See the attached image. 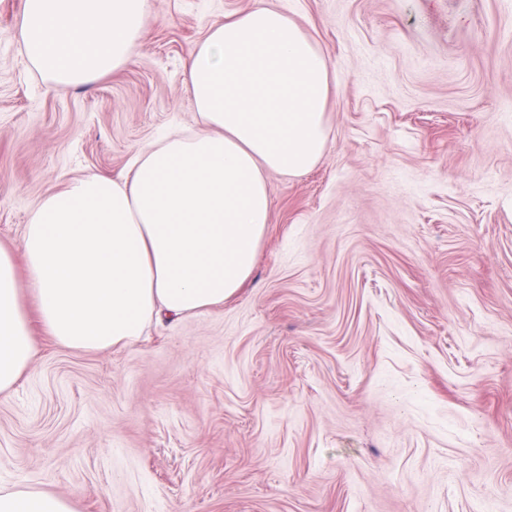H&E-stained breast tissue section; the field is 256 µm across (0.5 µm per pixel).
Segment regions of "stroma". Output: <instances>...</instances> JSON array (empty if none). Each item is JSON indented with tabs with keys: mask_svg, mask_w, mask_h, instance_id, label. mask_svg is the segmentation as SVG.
I'll return each mask as SVG.
<instances>
[{
	"mask_svg": "<svg viewBox=\"0 0 512 512\" xmlns=\"http://www.w3.org/2000/svg\"><path fill=\"white\" fill-rule=\"evenodd\" d=\"M335 92L223 307L101 352L40 337L0 487L76 512H512V0H270ZM252 0H148L131 63L57 90L0 0V245L88 172L192 130L191 48Z\"/></svg>",
	"mask_w": 512,
	"mask_h": 512,
	"instance_id": "1",
	"label": "stroma"
}]
</instances>
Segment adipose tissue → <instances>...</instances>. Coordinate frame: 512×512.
Wrapping results in <instances>:
<instances>
[{
  "label": "adipose tissue",
  "mask_w": 512,
  "mask_h": 512,
  "mask_svg": "<svg viewBox=\"0 0 512 512\" xmlns=\"http://www.w3.org/2000/svg\"><path fill=\"white\" fill-rule=\"evenodd\" d=\"M148 22L147 0H24L18 42L28 65L65 89L125 67ZM184 75L197 130L147 144L121 179L69 181L31 211L19 250L0 247V397L30 369L36 331L106 351L150 323L222 306L253 272L270 175L321 160L329 61L267 0L211 26ZM0 512L74 509L66 496L15 486L0 487Z\"/></svg>",
  "instance_id": "1"
}]
</instances>
